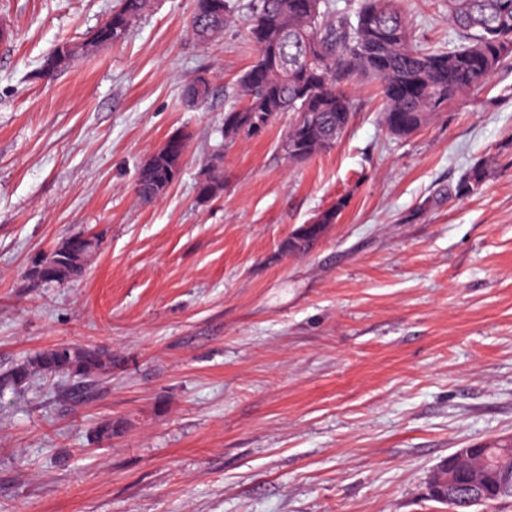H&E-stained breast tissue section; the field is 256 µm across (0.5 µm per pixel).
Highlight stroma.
Masks as SVG:
<instances>
[{
    "label": "stroma",
    "instance_id": "obj_1",
    "mask_svg": "<svg viewBox=\"0 0 512 512\" xmlns=\"http://www.w3.org/2000/svg\"><path fill=\"white\" fill-rule=\"evenodd\" d=\"M246 2L203 46L193 0H153L98 45L117 0H0V374L63 343L112 353L83 388L39 376L0 399V512H442L432 470L512 434V59L402 139L353 78L331 149L289 161L281 114L225 149L224 192L203 202L255 59ZM395 4L422 44L460 45L444 0ZM62 41L77 55L43 76ZM202 72L213 95L187 105ZM177 132L179 179L138 204V167ZM340 198L337 223L285 251ZM78 235L99 241L81 277L29 278ZM105 418L123 426L109 441ZM491 165L487 163H477L472 166L465 174L461 182L463 193L472 194L479 190L486 182L490 174Z\"/></svg>",
    "mask_w": 512,
    "mask_h": 512
}]
</instances>
